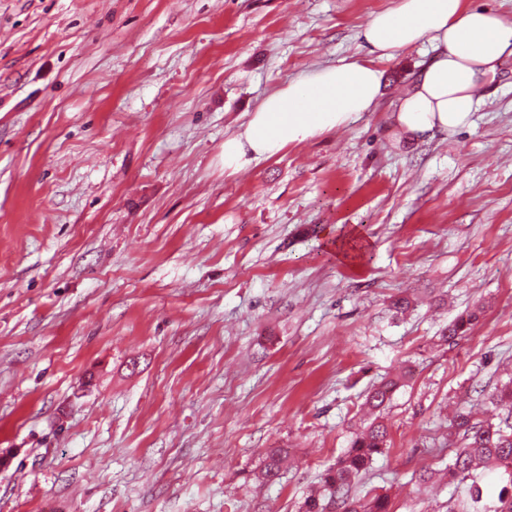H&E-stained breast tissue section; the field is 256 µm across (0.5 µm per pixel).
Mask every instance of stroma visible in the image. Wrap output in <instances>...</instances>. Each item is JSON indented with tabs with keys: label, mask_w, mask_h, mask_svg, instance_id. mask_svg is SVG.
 Segmentation results:
<instances>
[{
	"label": "stroma",
	"mask_w": 512,
	"mask_h": 512,
	"mask_svg": "<svg viewBox=\"0 0 512 512\" xmlns=\"http://www.w3.org/2000/svg\"><path fill=\"white\" fill-rule=\"evenodd\" d=\"M395 3L0 0V512H298L401 372L354 496L469 502L448 426L512 379V56L457 132L393 125L423 43L378 61L372 111L224 168L265 96L365 58ZM480 309L469 311L460 315L455 321L448 325V329L443 332L441 339L448 343H453L458 337L465 335L472 330L479 321ZM401 383L402 378H388L369 391L366 403L380 414ZM288 454L285 448H269L262 459L259 477L263 481H273L281 472Z\"/></svg>",
	"instance_id": "obj_1"
}]
</instances>
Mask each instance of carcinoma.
Instances as JSON below:
<instances>
[{"label": "carcinoma", "mask_w": 512, "mask_h": 512, "mask_svg": "<svg viewBox=\"0 0 512 512\" xmlns=\"http://www.w3.org/2000/svg\"><path fill=\"white\" fill-rule=\"evenodd\" d=\"M481 310L475 309L460 315L448 325L441 339L452 343L472 330L479 321ZM402 379L389 378L374 386L368 393L366 403L376 412H381L400 387ZM488 403L496 410L506 414L496 424L489 420L475 422L468 413H457L451 423V435L458 446L448 465V475L462 481L472 480L471 500L481 502V491L476 480L477 470L482 474L497 470L508 478L512 487V384L486 395ZM387 446V428L379 420L373 422L357 435L350 448L327 469L321 478L319 487L304 497L299 512H326L330 506L340 512H390L389 500L377 495L363 502L351 496V487L356 478L365 472L373 457L383 452ZM287 458L284 448L268 449L262 459L259 477L265 481L276 479Z\"/></svg>", "instance_id": "cac0c4a2"}]
</instances>
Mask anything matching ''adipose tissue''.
<instances>
[{"label":"adipose tissue","mask_w":512,"mask_h":512,"mask_svg":"<svg viewBox=\"0 0 512 512\" xmlns=\"http://www.w3.org/2000/svg\"><path fill=\"white\" fill-rule=\"evenodd\" d=\"M361 36L367 59L305 73L263 99L244 131L225 139V169L237 171L371 111L381 88L378 61L425 40L435 57L400 99L396 124L414 136L470 125L480 106L477 88L495 78L512 47V24L465 0H397L393 9L377 13Z\"/></svg>","instance_id":"adipose-tissue-1"}]
</instances>
